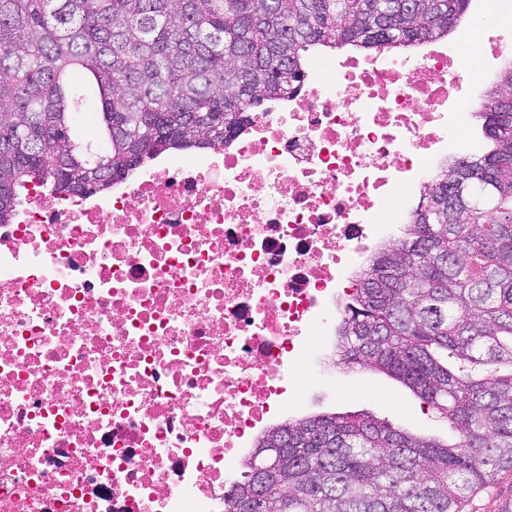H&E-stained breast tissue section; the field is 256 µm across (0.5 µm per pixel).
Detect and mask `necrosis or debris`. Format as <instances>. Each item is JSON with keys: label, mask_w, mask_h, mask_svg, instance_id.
<instances>
[{"label": "necrosis or debris", "mask_w": 512, "mask_h": 512, "mask_svg": "<svg viewBox=\"0 0 512 512\" xmlns=\"http://www.w3.org/2000/svg\"><path fill=\"white\" fill-rule=\"evenodd\" d=\"M512 30L314 65L226 146L105 193L29 189L0 224V512H224L273 425L327 379L369 261L455 159L457 61Z\"/></svg>", "instance_id": "1"}]
</instances>
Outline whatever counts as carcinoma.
<instances>
[{
    "label": "carcinoma",
    "mask_w": 512,
    "mask_h": 512,
    "mask_svg": "<svg viewBox=\"0 0 512 512\" xmlns=\"http://www.w3.org/2000/svg\"><path fill=\"white\" fill-rule=\"evenodd\" d=\"M471 0H0V224L19 191L109 188L156 155L223 147L299 89L312 55L448 36ZM80 72L100 111L85 112ZM488 146L427 180L370 261L334 349L448 424L417 435L360 413L292 417L257 440L224 512H459L512 469V64L480 104ZM262 455L281 458L258 472Z\"/></svg>",
    "instance_id": "obj_1"
}]
</instances>
